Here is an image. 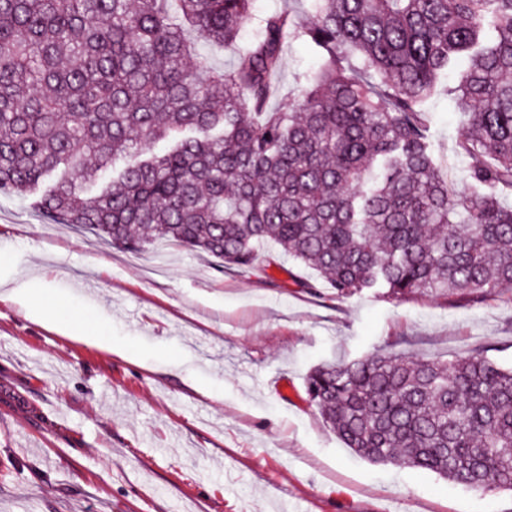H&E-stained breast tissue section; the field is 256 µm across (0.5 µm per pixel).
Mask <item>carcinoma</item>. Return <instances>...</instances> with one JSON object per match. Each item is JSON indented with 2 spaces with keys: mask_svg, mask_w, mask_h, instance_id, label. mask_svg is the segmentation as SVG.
<instances>
[{
  "mask_svg": "<svg viewBox=\"0 0 512 512\" xmlns=\"http://www.w3.org/2000/svg\"><path fill=\"white\" fill-rule=\"evenodd\" d=\"M253 2L0 0V192L55 173L38 204L49 224L240 269L270 243L264 267L290 258L338 297L511 292L512 0H307L304 25ZM489 22L494 43L479 47ZM249 25L236 65L198 51L235 50ZM291 36L320 67L273 107ZM351 52L362 69L345 64ZM458 61L472 193L440 177L422 107ZM305 391L373 464L512 492V367L380 349L314 367Z\"/></svg>",
  "mask_w": 512,
  "mask_h": 512,
  "instance_id": "carcinoma-1",
  "label": "carcinoma"
}]
</instances>
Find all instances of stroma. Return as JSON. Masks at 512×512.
<instances>
[{
  "label": "stroma",
  "mask_w": 512,
  "mask_h": 512,
  "mask_svg": "<svg viewBox=\"0 0 512 512\" xmlns=\"http://www.w3.org/2000/svg\"><path fill=\"white\" fill-rule=\"evenodd\" d=\"M316 67L309 42L289 39L281 101ZM456 77L424 107L449 181L467 189ZM36 202L0 193V292L35 281L60 325L0 295V512H512L510 493L356 457L304 386L317 364L382 348L510 366L512 292L342 298L291 260L263 274L163 242L115 249L45 223ZM75 317L140 363L65 337Z\"/></svg>",
  "instance_id": "stroma-1"
}]
</instances>
